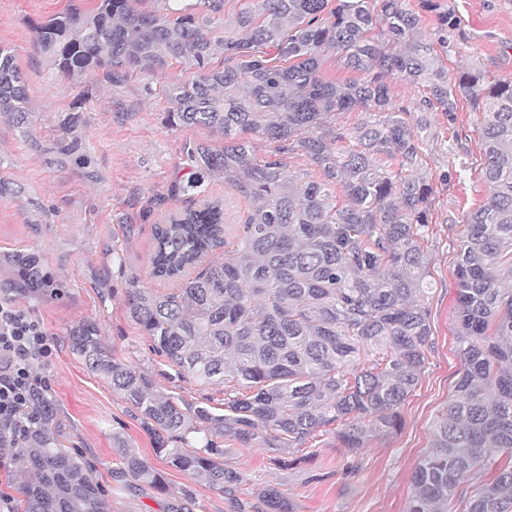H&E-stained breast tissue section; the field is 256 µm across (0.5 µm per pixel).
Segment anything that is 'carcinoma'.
<instances>
[{"instance_id":"obj_1","label":"carcinoma","mask_w":512,"mask_h":512,"mask_svg":"<svg viewBox=\"0 0 512 512\" xmlns=\"http://www.w3.org/2000/svg\"><path fill=\"white\" fill-rule=\"evenodd\" d=\"M97 0L89 12L71 5L33 22L37 46L56 72L91 97L104 83L165 72L188 75L167 85L171 127H202L220 147L187 141L168 196H203L229 179L252 202L235 244L175 293L156 295L132 281L129 314L150 351L175 377L205 388L224 383V398L186 400L154 389L150 375L117 361L97 324L71 329L70 348L109 379L154 436L168 467L203 476L235 512H293L279 491L240 498L241 477L224 467L219 440L262 441L274 460L333 431L357 457L370 440L396 433L400 406L417 387L433 342L427 237L433 188L419 169L413 112H446L458 94L483 114L479 127L491 193L466 219L456 254L459 377L432 426L405 512H512V82L489 83L470 68L448 75L438 51L453 48L460 20L430 3L437 23L425 38L405 0H255L239 10L234 31H215L225 0ZM360 74L325 76L328 57ZM222 64L214 66V60ZM395 80L425 88L396 103ZM359 111L351 128L328 118ZM32 106L15 55L0 46V115L31 125ZM273 144L255 157L250 135ZM56 153L87 179L91 156L60 140ZM300 153L319 179L297 181L286 156ZM344 202H339L337 192ZM157 277H179L225 244L224 206L171 213L155 227ZM21 287L48 286L33 257H21ZM25 448L28 464L15 490L16 512H110L106 490L83 455L63 448L54 411ZM120 461L112 480L130 490L157 487L162 475L125 436L112 434ZM190 490L171 494L168 512H190Z\"/></svg>"}]
</instances>
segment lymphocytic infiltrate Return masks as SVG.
Returning a JSON list of instances; mask_svg holds the SVG:
<instances>
[{
  "mask_svg": "<svg viewBox=\"0 0 512 512\" xmlns=\"http://www.w3.org/2000/svg\"><path fill=\"white\" fill-rule=\"evenodd\" d=\"M53 352L44 323L14 299L0 297V472L10 473L15 451L42 424L35 402L49 388L37 367Z\"/></svg>",
  "mask_w": 512,
  "mask_h": 512,
  "instance_id": "f902f5d3",
  "label": "lymphocytic infiltrate"
}]
</instances>
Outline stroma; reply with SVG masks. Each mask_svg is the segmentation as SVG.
<instances>
[{
    "mask_svg": "<svg viewBox=\"0 0 512 512\" xmlns=\"http://www.w3.org/2000/svg\"><path fill=\"white\" fill-rule=\"evenodd\" d=\"M461 20L447 66L451 74L480 67L490 81H512V0H441ZM68 0H0V45L15 53L34 112L30 131L0 117V297L30 308L52 334L56 348L37 373L50 383L54 432L63 447L84 452L100 484L112 491V512H164L170 490L188 487L192 512H232L231 504L201 477L169 467L165 490L130 494L114 488L112 468L119 431L148 462H155L150 430L130 412L111 384L91 372L69 347L68 332L96 323L117 361L147 372L158 391L190 399L196 383L175 377L165 359L149 350L150 340L132 321L126 305L131 281L158 295L181 282L152 274L154 231L169 213L190 207V198L169 199V177L185 141L219 145V134L203 128H170L165 87L182 74L173 66L153 79L135 77L120 86L101 85L86 102L71 137L89 149L100 179L86 181L71 164L53 161L44 149L59 139V123L77 100L76 80L53 72L36 47L31 23L66 8ZM456 121L446 113H412L427 118L430 135L420 143V169L434 191L425 250L430 258V322L433 347L415 391L400 408L401 430L371 441L359 458L342 448L335 434L319 437L299 462L278 467L262 442H231L225 465L242 474L244 497L275 486L294 512H404L411 476L430 445L437 416L454 393L460 362L455 353L457 280L455 255L467 215L489 195L478 127L481 113L460 97ZM210 199L225 205L227 241H235L250 208L224 180L212 182ZM39 260L51 287L32 293L17 286L12 255Z\"/></svg>",
    "mask_w": 512,
    "mask_h": 512,
    "instance_id": "1",
    "label": "stroma"
}]
</instances>
